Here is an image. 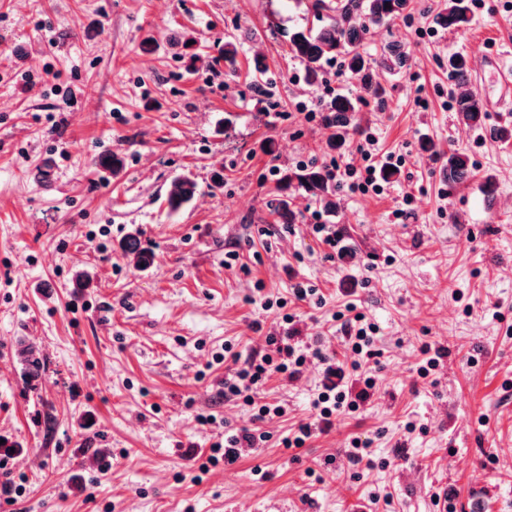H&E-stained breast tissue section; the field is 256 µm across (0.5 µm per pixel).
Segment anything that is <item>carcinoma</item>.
Returning a JSON list of instances; mask_svg holds the SVG:
<instances>
[{"label":"carcinoma","mask_w":512,"mask_h":512,"mask_svg":"<svg viewBox=\"0 0 512 512\" xmlns=\"http://www.w3.org/2000/svg\"><path fill=\"white\" fill-rule=\"evenodd\" d=\"M408 6L409 0H336L334 3L331 0H313L312 9L320 25L315 29H297L288 34L290 51L304 64L309 84H320L325 62L340 57L359 85V94H338L322 104L321 121L325 127L333 130V149L340 150L345 146L349 128L366 97L380 98L384 94L381 74L395 72L406 65V57L390 47L383 50L379 58L371 60L359 51V46L372 26L390 23L404 16ZM441 21L457 31L466 30L471 22L470 0H446ZM448 80L454 86V109L461 120L469 127L483 126L486 109L482 100L466 89L470 82V66L464 56L457 54L448 58ZM443 169L450 190L473 176L469 155L459 149L448 150L443 157ZM294 181L326 210L334 212L338 208L339 186L328 167L300 166L280 178L281 189H288ZM196 194L197 184L190 175L175 177L167 196L169 210L179 211ZM272 213L281 222L292 224L297 219L285 196L278 199ZM120 249L125 254L134 255L138 266L142 264L148 267L154 262V254L141 247L136 232L124 239ZM23 353L26 355V375L38 376L42 361L35 348L27 346Z\"/></svg>","instance_id":"carcinoma-1"}]
</instances>
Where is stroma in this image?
Returning a JSON list of instances; mask_svg holds the SVG:
<instances>
[{"label":"stroma","mask_w":512,"mask_h":512,"mask_svg":"<svg viewBox=\"0 0 512 512\" xmlns=\"http://www.w3.org/2000/svg\"><path fill=\"white\" fill-rule=\"evenodd\" d=\"M444 4L413 0L409 18L370 29L364 56L390 45L407 63L337 152L309 115L359 87L338 57L308 86L289 53L311 0H0V436L19 444L0 453V512H512V140L498 136L512 100L467 127L447 69L454 53L512 62V0H484L464 31L439 23ZM364 132L399 158L396 180L377 194L340 180L333 215L290 189L298 219L276 223L281 175L361 166ZM425 139L464 149L475 178L448 190ZM105 153L124 159L118 175L98 168ZM183 173L198 193L172 213ZM133 232L149 268L120 249ZM80 269L92 287H75ZM299 283L323 303L295 300ZM349 304L378 327L369 400L289 448L323 366L271 375L260 397L285 415L260 425L252 454L208 465L225 427L255 425L224 398L236 362L282 335L286 312L344 356ZM27 344L45 360L35 380ZM427 344L443 357L423 379ZM356 437L368 462L348 459Z\"/></svg>","instance_id":"35a3bbf8"}]
</instances>
